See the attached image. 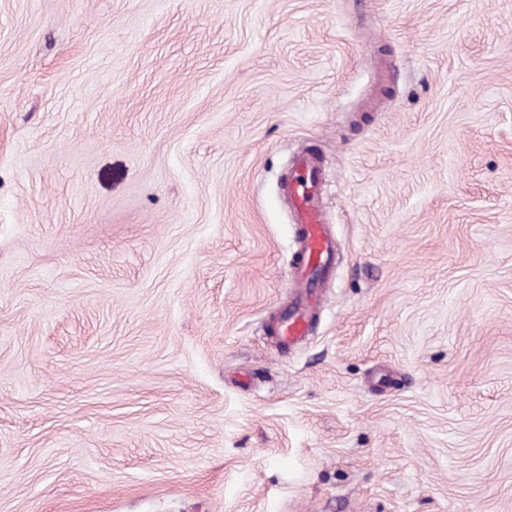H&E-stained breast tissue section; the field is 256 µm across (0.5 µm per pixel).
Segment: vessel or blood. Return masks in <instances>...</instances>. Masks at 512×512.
I'll use <instances>...</instances> for the list:
<instances>
[{"mask_svg":"<svg viewBox=\"0 0 512 512\" xmlns=\"http://www.w3.org/2000/svg\"><path fill=\"white\" fill-rule=\"evenodd\" d=\"M322 169L318 160L301 153L294 157L285 192L300 229L297 258L293 265L296 292L273 322V332L287 346L299 342L311 330L321 302L323 276L335 259L336 244L324 228L321 205Z\"/></svg>","mask_w":512,"mask_h":512,"instance_id":"1","label":"vessel or blood"}]
</instances>
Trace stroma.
Returning a JSON list of instances; mask_svg holds the SVG:
<instances>
[{"label":"stroma","mask_w":512,"mask_h":512,"mask_svg":"<svg viewBox=\"0 0 512 512\" xmlns=\"http://www.w3.org/2000/svg\"><path fill=\"white\" fill-rule=\"evenodd\" d=\"M0 512H512V0H0ZM321 183L318 160L305 153L296 155L285 192L300 229L293 265L297 289L288 308L281 310L273 322L274 335L286 346L295 345L310 332L313 315L321 302L323 276L335 259L336 243L324 228Z\"/></svg>","instance_id":"1"}]
</instances>
